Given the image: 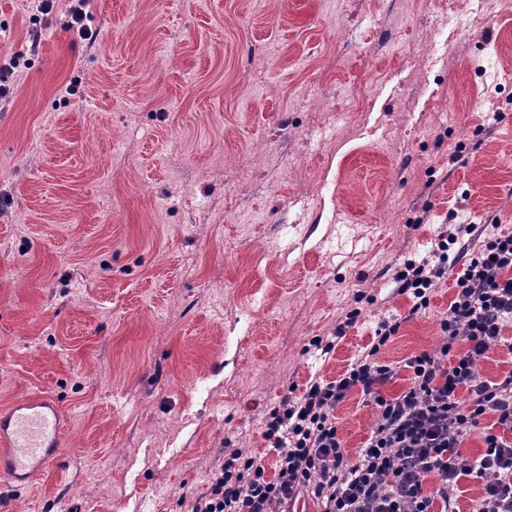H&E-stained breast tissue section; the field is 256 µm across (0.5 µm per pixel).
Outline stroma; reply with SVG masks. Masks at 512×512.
Listing matches in <instances>:
<instances>
[{
    "mask_svg": "<svg viewBox=\"0 0 512 512\" xmlns=\"http://www.w3.org/2000/svg\"><path fill=\"white\" fill-rule=\"evenodd\" d=\"M67 7L0 0V67L27 61L0 97V411L65 419L0 512H191L225 449L273 466L266 410L379 322L405 319L390 363L438 346L454 279L411 314L405 260L512 231V0H93L92 44ZM336 416L355 454L375 413Z\"/></svg>",
    "mask_w": 512,
    "mask_h": 512,
    "instance_id": "1",
    "label": "stroma"
}]
</instances>
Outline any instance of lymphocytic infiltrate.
<instances>
[{"label":"lymphocytic infiltrate","mask_w":512,"mask_h":512,"mask_svg":"<svg viewBox=\"0 0 512 512\" xmlns=\"http://www.w3.org/2000/svg\"><path fill=\"white\" fill-rule=\"evenodd\" d=\"M473 231L459 225L439 238L433 260H406L394 275L397 293L413 295L416 314L429 307L438 281L453 274L457 293L440 321L437 349L388 363L381 352L403 321H381L343 374L310 380L265 414L263 437L278 453L274 473L248 449H225L192 512H288L302 495L314 498L320 512H461L457 490L466 478L481 485L468 512H512V371L498 380L478 371L512 327V234L459 246L460 234ZM400 367L409 371L406 387L385 395ZM355 390L375 423L351 459L336 409ZM475 434L485 450L472 459L461 445Z\"/></svg>","instance_id":"lymphocytic-infiltrate-1"}]
</instances>
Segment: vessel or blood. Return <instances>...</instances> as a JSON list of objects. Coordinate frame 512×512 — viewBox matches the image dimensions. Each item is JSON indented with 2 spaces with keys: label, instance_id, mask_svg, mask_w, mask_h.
Masks as SVG:
<instances>
[{
  "label": "vessel or blood",
  "instance_id": "vessel-or-blood-1",
  "mask_svg": "<svg viewBox=\"0 0 512 512\" xmlns=\"http://www.w3.org/2000/svg\"><path fill=\"white\" fill-rule=\"evenodd\" d=\"M62 415L54 399L36 394L0 413V476L17 486L54 466L60 456Z\"/></svg>",
  "mask_w": 512,
  "mask_h": 512
}]
</instances>
